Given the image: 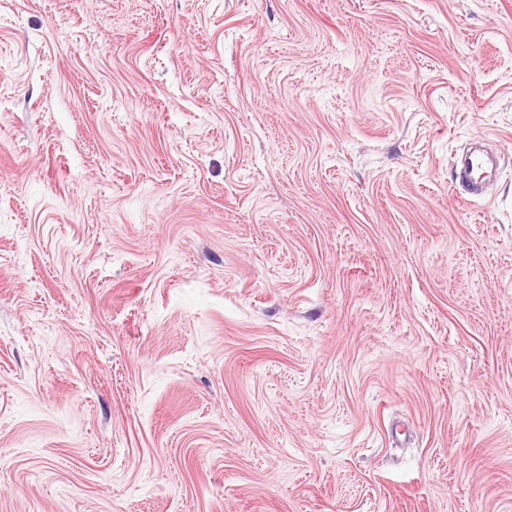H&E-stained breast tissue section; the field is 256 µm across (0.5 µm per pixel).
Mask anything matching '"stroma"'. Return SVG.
<instances>
[{"label": "stroma", "mask_w": 512, "mask_h": 512, "mask_svg": "<svg viewBox=\"0 0 512 512\" xmlns=\"http://www.w3.org/2000/svg\"><path fill=\"white\" fill-rule=\"evenodd\" d=\"M0 512H512V0H0ZM485 166V159L480 154L471 155L467 158L460 168V173L457 174V183L461 186L467 196H480L483 193L481 186L477 185L469 174L470 169L483 170ZM462 196L461 199L469 201L470 197Z\"/></svg>", "instance_id": "35a3bbf8"}]
</instances>
